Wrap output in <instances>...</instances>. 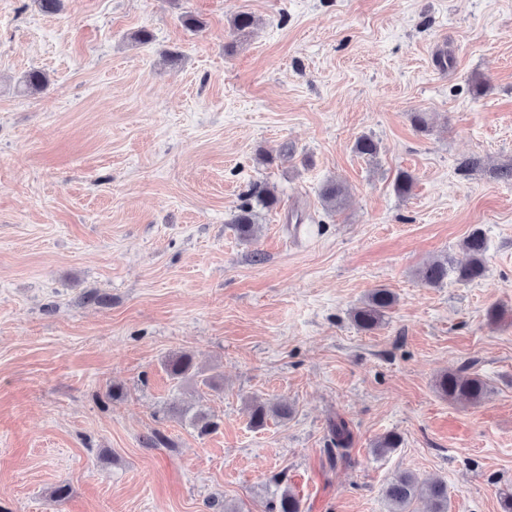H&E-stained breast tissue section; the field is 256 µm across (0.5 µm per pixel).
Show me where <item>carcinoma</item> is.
Returning a JSON list of instances; mask_svg holds the SVG:
<instances>
[{
    "label": "carcinoma",
    "instance_id": "1",
    "mask_svg": "<svg viewBox=\"0 0 512 512\" xmlns=\"http://www.w3.org/2000/svg\"><path fill=\"white\" fill-rule=\"evenodd\" d=\"M355 151L362 156H374L379 151V142L370 136H362L355 143ZM345 195V188L334 182H328L322 190L323 200L333 207L338 206ZM281 199L267 185L256 182L246 194L244 202L238 208L232 220L238 237L243 241L252 239L256 232V219L262 210L278 207ZM462 249L468 260L464 264H454L450 260L436 259L418 270L419 279L426 285L440 287L453 278L463 284H469L485 277L486 256L489 249L487 238L480 229H475L463 240ZM396 303V296L387 288H376L371 291L361 306L355 308L353 321L360 329L372 331L379 328L385 320L387 312ZM168 375L173 380H184L193 376L195 363L193 356L182 353L166 363ZM438 391L453 401H465L476 404L487 394V383L478 375H471L463 369L457 372H444L436 381ZM251 424L256 428L265 426L268 418H288L290 409L285 404H270L258 399L251 400L247 405ZM193 424L201 435L210 433L217 427L211 415L199 411L193 416ZM332 448L344 449L351 445L353 434L348 423L338 418L330 423ZM427 497L432 502L431 512H448V489L441 481L424 484L411 474L396 477L385 489L388 512H409L411 503L419 497ZM270 512H302L300 501L285 491L273 501Z\"/></svg>",
    "mask_w": 512,
    "mask_h": 512
}]
</instances>
